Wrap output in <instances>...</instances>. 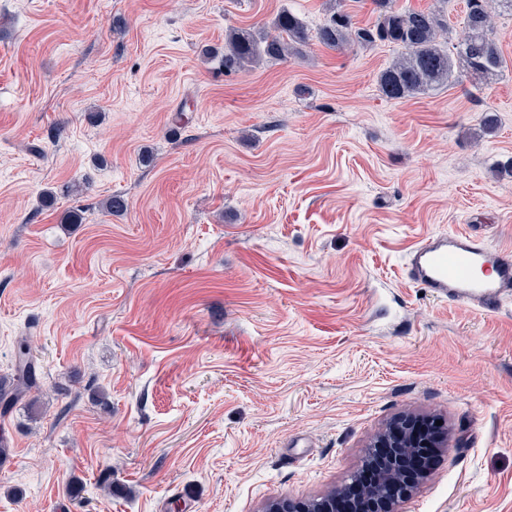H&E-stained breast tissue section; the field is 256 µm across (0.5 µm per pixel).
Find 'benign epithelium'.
I'll use <instances>...</instances> for the list:
<instances>
[{"instance_id":"benign-epithelium-1","label":"benign epithelium","mask_w":512,"mask_h":512,"mask_svg":"<svg viewBox=\"0 0 512 512\" xmlns=\"http://www.w3.org/2000/svg\"><path fill=\"white\" fill-rule=\"evenodd\" d=\"M413 420L398 419L391 426L378 434L369 444L371 448H390L392 453L378 483L367 491V494L377 502L388 503L387 512H395L394 507L399 499L407 496L402 493L400 496H393L388 489L396 482L403 466L415 456L419 442L411 431ZM261 512H330L329 502L314 509L309 500H272L268 502Z\"/></svg>"}]
</instances>
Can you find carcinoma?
Listing matches in <instances>:
<instances>
[{
    "mask_svg": "<svg viewBox=\"0 0 512 512\" xmlns=\"http://www.w3.org/2000/svg\"><path fill=\"white\" fill-rule=\"evenodd\" d=\"M372 5L371 21L358 26L342 0H333L329 18L313 36L302 19L288 9L279 11L262 30L230 27L224 35V72L247 70L265 59L286 62L300 58L312 40L336 51L383 43L399 49L400 55L379 72V91L389 100H400L456 82L458 63L480 80L495 76L501 67L494 16L512 17V0H467V34L452 46L448 45L444 10H402L395 7L394 0H372ZM37 387L30 347L22 342L16 353L13 382L7 389L0 387V413L12 410Z\"/></svg>",
    "mask_w": 512,
    "mask_h": 512,
    "instance_id": "1",
    "label": "carcinoma"
}]
</instances>
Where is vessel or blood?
I'll return each instance as SVG.
<instances>
[{"instance_id":"obj_1","label":"vessel or blood","mask_w":512,"mask_h":512,"mask_svg":"<svg viewBox=\"0 0 512 512\" xmlns=\"http://www.w3.org/2000/svg\"><path fill=\"white\" fill-rule=\"evenodd\" d=\"M405 271L413 285L444 302L491 312L512 300V249L461 229L421 238Z\"/></svg>"}]
</instances>
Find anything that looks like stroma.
<instances>
[{
    "label": "stroma",
    "instance_id": "obj_1",
    "mask_svg": "<svg viewBox=\"0 0 512 512\" xmlns=\"http://www.w3.org/2000/svg\"><path fill=\"white\" fill-rule=\"evenodd\" d=\"M284 8L326 19V0H0V379L25 338L42 391L0 415V512L318 498L400 415L448 445L398 512H512V304L404 274L433 232L512 248V17L497 77L399 101L387 45L206 58Z\"/></svg>",
    "mask_w": 512,
    "mask_h": 512
}]
</instances>
